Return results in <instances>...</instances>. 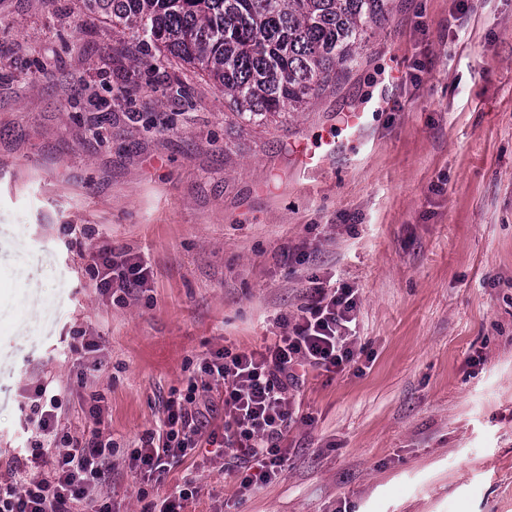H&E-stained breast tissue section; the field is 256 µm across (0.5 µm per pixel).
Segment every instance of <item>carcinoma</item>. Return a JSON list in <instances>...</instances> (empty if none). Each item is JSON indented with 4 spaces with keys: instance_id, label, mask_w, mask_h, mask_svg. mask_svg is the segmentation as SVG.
<instances>
[{
    "instance_id": "cac0c4a2",
    "label": "carcinoma",
    "mask_w": 512,
    "mask_h": 512,
    "mask_svg": "<svg viewBox=\"0 0 512 512\" xmlns=\"http://www.w3.org/2000/svg\"><path fill=\"white\" fill-rule=\"evenodd\" d=\"M390 0H82L121 31L149 36L137 60L190 68L224 92L238 123L303 111L361 58Z\"/></svg>"
}]
</instances>
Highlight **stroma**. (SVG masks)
<instances>
[{
    "instance_id": "35a3bbf8",
    "label": "stroma",
    "mask_w": 512,
    "mask_h": 512,
    "mask_svg": "<svg viewBox=\"0 0 512 512\" xmlns=\"http://www.w3.org/2000/svg\"><path fill=\"white\" fill-rule=\"evenodd\" d=\"M139 41L81 0H0V465L50 381L75 431L103 398L115 512L187 479V512H512V0H393L339 85L245 131L212 83L134 66ZM377 98L360 142L340 133ZM105 244L147 289L97 288ZM315 276L355 288L361 352L307 373L282 470L245 491L201 450L137 478L124 455L171 390L271 343Z\"/></svg>"
}]
</instances>
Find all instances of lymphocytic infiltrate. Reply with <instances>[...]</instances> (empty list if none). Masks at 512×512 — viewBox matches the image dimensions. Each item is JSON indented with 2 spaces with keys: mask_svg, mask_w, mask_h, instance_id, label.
I'll use <instances>...</instances> for the list:
<instances>
[{
  "mask_svg": "<svg viewBox=\"0 0 512 512\" xmlns=\"http://www.w3.org/2000/svg\"><path fill=\"white\" fill-rule=\"evenodd\" d=\"M100 288L131 295L146 288L149 272L136 257L99 248L91 256ZM295 323L262 349L250 352L220 348L202 359L186 381L185 391H171L157 428L145 431L128 455L131 470L155 480L203 446L216 456L253 463L241 488L268 483L281 469V446L296 408L293 389L301 370L338 372L354 362L357 338L351 325L357 300L352 288L318 277ZM222 387V426L210 427L195 403ZM60 395L35 387L26 403L29 436L24 452L0 473V512H112L95 493L110 478L109 462L116 453L100 405H90L88 425L72 435L62 423Z\"/></svg>",
  "mask_w": 512,
  "mask_h": 512,
  "instance_id": "lymphocytic-infiltrate-1",
  "label": "lymphocytic infiltrate"
}]
</instances>
